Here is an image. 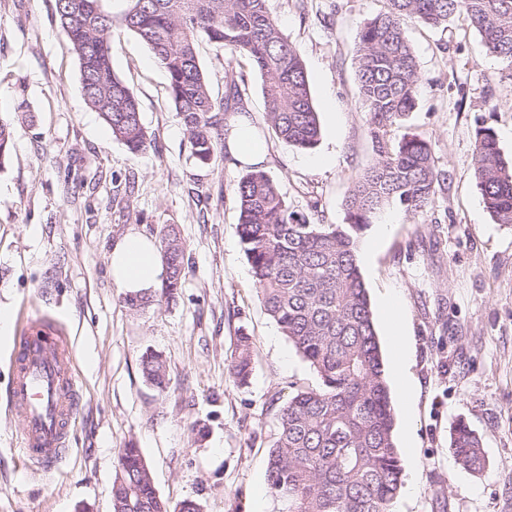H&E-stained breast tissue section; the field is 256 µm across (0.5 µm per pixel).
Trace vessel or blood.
<instances>
[{
  "instance_id": "1",
  "label": "vessel or blood",
  "mask_w": 512,
  "mask_h": 512,
  "mask_svg": "<svg viewBox=\"0 0 512 512\" xmlns=\"http://www.w3.org/2000/svg\"><path fill=\"white\" fill-rule=\"evenodd\" d=\"M69 347L60 327L44 318L17 338V366L7 397L20 426V453L29 465L51 471L65 456L80 401L64 368Z\"/></svg>"
}]
</instances>
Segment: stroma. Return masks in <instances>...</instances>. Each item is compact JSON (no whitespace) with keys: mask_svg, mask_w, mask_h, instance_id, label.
Returning a JSON list of instances; mask_svg holds the SVG:
<instances>
[{"mask_svg":"<svg viewBox=\"0 0 512 512\" xmlns=\"http://www.w3.org/2000/svg\"><path fill=\"white\" fill-rule=\"evenodd\" d=\"M300 54L322 134L314 149L281 143L266 122L262 77L251 62L200 42L214 96L234 69L244 108L261 132L263 169L289 206L340 224L353 179L377 157L358 94L353 54L364 22L386 0H269ZM423 85L417 104L384 139L429 140L448 174L417 215L387 206L360 240L394 407L404 484L394 512H512V224H499L475 185L478 129H492L512 159V71L490 56L464 16L447 28L403 23ZM115 74L136 92L147 147L131 153L85 102L77 57L63 46L55 0H0V116L11 154L0 166V512H112L117 454L140 449L158 494L192 499L201 512H283L267 480V453L283 404L317 374L265 313L237 234L236 186L244 168L224 154L191 155L164 69L135 34L114 28ZM174 227L185 246L174 300L134 314L112 280L115 241ZM399 304L414 385L403 402L384 307ZM41 316L65 330L67 367L81 403L65 458L33 471L18 452L21 428L6 402L15 338ZM253 342L254 371L238 386L228 365L239 330ZM162 355L167 391L149 385L146 352ZM465 421L482 442L471 472L448 447Z\"/></svg>","mask_w":512,"mask_h":512,"instance_id":"35a3bbf8","label":"stroma"}]
</instances>
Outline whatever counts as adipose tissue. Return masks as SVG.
<instances>
[{"instance_id": "obj_1", "label": "adipose tissue", "mask_w": 512, "mask_h": 512, "mask_svg": "<svg viewBox=\"0 0 512 512\" xmlns=\"http://www.w3.org/2000/svg\"><path fill=\"white\" fill-rule=\"evenodd\" d=\"M227 151L230 163L239 167L264 162L266 143L256 136L248 116H236L232 122ZM109 266L118 288L138 296L150 294L161 274L156 243L138 232L127 233L115 242L109 254Z\"/></svg>"}]
</instances>
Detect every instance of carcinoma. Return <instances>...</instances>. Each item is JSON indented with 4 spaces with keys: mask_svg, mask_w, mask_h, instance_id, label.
Returning <instances> with one entry per match:
<instances>
[{
    "mask_svg": "<svg viewBox=\"0 0 512 512\" xmlns=\"http://www.w3.org/2000/svg\"><path fill=\"white\" fill-rule=\"evenodd\" d=\"M100 0H56L65 48L80 67L84 99L132 153L146 148L138 99L113 71L109 37L118 25L149 46L169 79L192 154L210 163L221 115L241 111V79L225 72V92H210L198 42L243 54L263 78L268 126L286 146L308 150L321 137L303 60L271 16L268 0H130L114 19ZM389 9L360 29L354 46L359 94L375 138L416 105L421 74L402 20L445 28L466 14L488 54L512 71V0H388ZM12 125L0 118V164L10 151ZM474 174L483 203L499 224H512V162L503 159L489 128L476 132ZM447 175L428 140L406 135L397 148L379 146V158L352 183L346 222L313 224L293 210L262 166L237 185L238 235L267 314L320 380L282 406L270 446L267 480L285 512H393L403 485L394 442L395 416L358 243L385 206L399 202L417 214L435 202ZM166 277L157 295L124 297L137 313L175 297L181 288L184 245L175 229L160 234ZM147 383L168 388L166 362L142 357ZM230 371L240 386L252 377V340L239 330ZM449 450L462 466L485 464L481 440L464 421ZM112 512H198L193 500L172 508L157 495L138 448L120 449L112 482Z\"/></svg>",
    "mask_w": 512,
    "mask_h": 512,
    "instance_id": "cac0c4a2",
    "label": "carcinoma"
}]
</instances>
